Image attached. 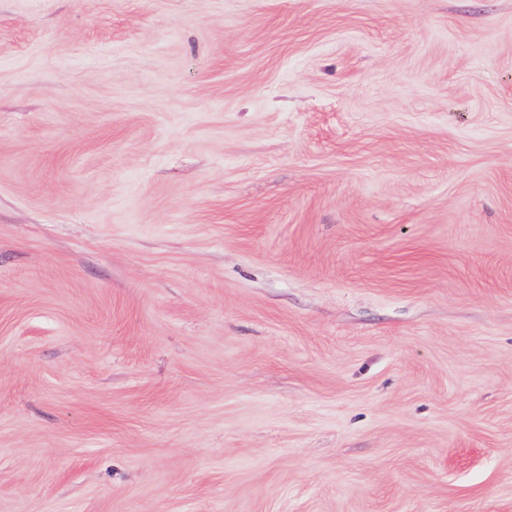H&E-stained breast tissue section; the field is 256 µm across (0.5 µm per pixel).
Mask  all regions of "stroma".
Instances as JSON below:
<instances>
[{"mask_svg":"<svg viewBox=\"0 0 512 512\" xmlns=\"http://www.w3.org/2000/svg\"><path fill=\"white\" fill-rule=\"evenodd\" d=\"M0 512H512V0H0Z\"/></svg>","mask_w":512,"mask_h":512,"instance_id":"obj_1","label":"stroma"}]
</instances>
